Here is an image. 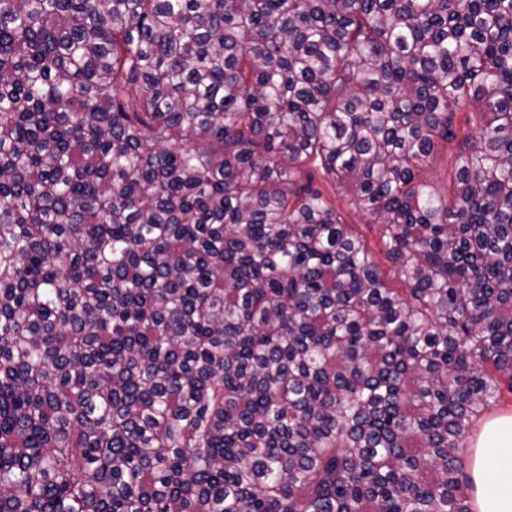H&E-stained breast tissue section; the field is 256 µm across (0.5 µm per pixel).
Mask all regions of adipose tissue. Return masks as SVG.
Instances as JSON below:
<instances>
[{
    "mask_svg": "<svg viewBox=\"0 0 512 512\" xmlns=\"http://www.w3.org/2000/svg\"><path fill=\"white\" fill-rule=\"evenodd\" d=\"M512 455V415L486 422L474 447L470 478L476 512H512V477L500 470Z\"/></svg>",
    "mask_w": 512,
    "mask_h": 512,
    "instance_id": "ef3b65f1",
    "label": "adipose tissue"
}]
</instances>
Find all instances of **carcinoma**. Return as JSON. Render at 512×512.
<instances>
[{
    "instance_id": "cac0c4a2",
    "label": "carcinoma",
    "mask_w": 512,
    "mask_h": 512,
    "mask_svg": "<svg viewBox=\"0 0 512 512\" xmlns=\"http://www.w3.org/2000/svg\"><path fill=\"white\" fill-rule=\"evenodd\" d=\"M505 392L512 0H0V512H473ZM454 145L450 146L453 147ZM448 148V156L439 154L431 163L425 168V176L430 181L438 183L441 187H445L447 174L454 166V156L456 148L451 151ZM314 187L320 189L324 193L330 194L336 200V207L341 211L342 216L348 224H353L367 239L370 247L376 254L377 263L386 271L388 279L395 288L400 287L399 279L395 274L391 263L386 261L383 254L379 253L382 246L379 244V230L374 224H369V217L357 212L348 202L347 197L341 192V189L336 190L334 185L330 184L326 176L315 174ZM336 191V195H335Z\"/></svg>"
}]
</instances>
